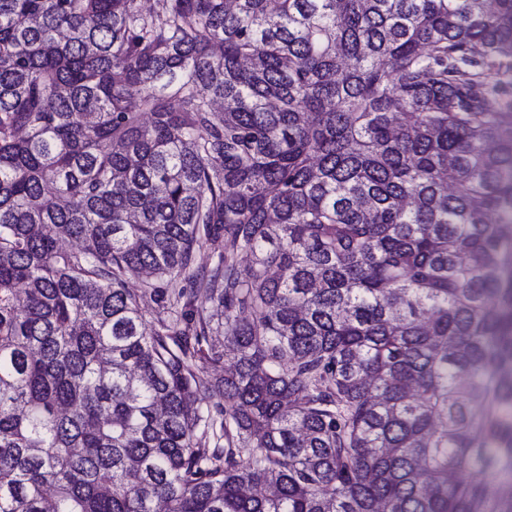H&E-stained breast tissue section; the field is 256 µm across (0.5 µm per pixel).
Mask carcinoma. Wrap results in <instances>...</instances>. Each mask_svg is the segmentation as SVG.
Returning <instances> with one entry per match:
<instances>
[{
    "label": "carcinoma",
    "instance_id": "obj_1",
    "mask_svg": "<svg viewBox=\"0 0 512 512\" xmlns=\"http://www.w3.org/2000/svg\"><path fill=\"white\" fill-rule=\"evenodd\" d=\"M511 84L512 0H0V512H512Z\"/></svg>",
    "mask_w": 512,
    "mask_h": 512
}]
</instances>
